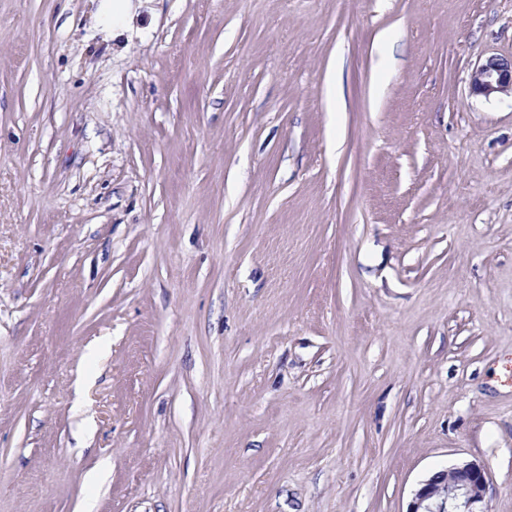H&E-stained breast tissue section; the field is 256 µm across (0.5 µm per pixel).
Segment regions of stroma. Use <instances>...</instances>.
I'll return each instance as SVG.
<instances>
[{"label": "stroma", "instance_id": "stroma-1", "mask_svg": "<svg viewBox=\"0 0 512 512\" xmlns=\"http://www.w3.org/2000/svg\"><path fill=\"white\" fill-rule=\"evenodd\" d=\"M0 0V512H512V0ZM109 2L107 10L112 17V36H117L127 30L131 21L132 0H104ZM470 85L474 93L486 98L512 97V57L490 56L472 71ZM486 490L484 469L463 463L424 480L407 512H488L481 508Z\"/></svg>", "mask_w": 512, "mask_h": 512}]
</instances>
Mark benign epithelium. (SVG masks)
Instances as JSON below:
<instances>
[{"instance_id":"1","label":"benign epithelium","mask_w":512,"mask_h":512,"mask_svg":"<svg viewBox=\"0 0 512 512\" xmlns=\"http://www.w3.org/2000/svg\"><path fill=\"white\" fill-rule=\"evenodd\" d=\"M470 85L486 98L512 96V58L488 57L473 69ZM486 490L484 469L477 463H463L424 480L410 512H487L482 508Z\"/></svg>"}]
</instances>
